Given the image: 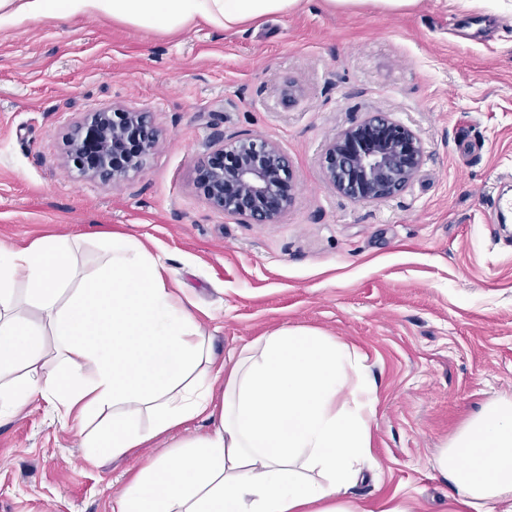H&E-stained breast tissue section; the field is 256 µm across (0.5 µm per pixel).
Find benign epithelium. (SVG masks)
Instances as JSON below:
<instances>
[{"mask_svg": "<svg viewBox=\"0 0 512 512\" xmlns=\"http://www.w3.org/2000/svg\"><path fill=\"white\" fill-rule=\"evenodd\" d=\"M157 143L150 113L114 108L75 125L66 138V155L81 173L121 185L143 167ZM208 149L198 183L211 208L247 223H273L288 208L294 174L274 142L220 137ZM422 165L418 134L376 114L329 141L322 169L344 195L376 202L404 190Z\"/></svg>", "mask_w": 512, "mask_h": 512, "instance_id": "7a95c632", "label": "benign epithelium"}]
</instances>
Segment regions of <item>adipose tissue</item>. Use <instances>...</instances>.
<instances>
[{
    "label": "adipose tissue",
    "mask_w": 512,
    "mask_h": 512,
    "mask_svg": "<svg viewBox=\"0 0 512 512\" xmlns=\"http://www.w3.org/2000/svg\"><path fill=\"white\" fill-rule=\"evenodd\" d=\"M302 2L0 0V28L109 15L167 31L200 22L229 29ZM96 245L103 263L85 275L67 239L0 247V415L38 399L66 423L104 414L84 442L91 456H119L196 419L214 421L176 463L143 467L114 512H363L347 493L369 454L377 388L349 349L284 327L223 369L159 257L109 231ZM435 464L452 487L448 512H512V398L469 419Z\"/></svg>",
    "instance_id": "ef3b65f1"
}]
</instances>
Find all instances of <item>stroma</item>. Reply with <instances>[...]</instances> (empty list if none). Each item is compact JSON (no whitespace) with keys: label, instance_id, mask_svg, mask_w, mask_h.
I'll return each instance as SVG.
<instances>
[{"label":"stroma","instance_id":"1","mask_svg":"<svg viewBox=\"0 0 512 512\" xmlns=\"http://www.w3.org/2000/svg\"><path fill=\"white\" fill-rule=\"evenodd\" d=\"M151 113L160 133L119 186L69 164L90 112ZM415 130L420 173L378 202L324 178L340 130L375 113ZM275 141L295 174L273 224L213 210L195 170L216 136ZM512 0H419L402 13L303 0L225 30L177 32L109 17L0 29V245L112 230L160 256L194 304L216 363L283 328L348 345L377 387L372 450L354 501L448 512L433 461L481 407L512 397ZM86 424L35 401L0 417V512H113L145 463L207 435L195 420L115 458L84 457Z\"/></svg>","mask_w":512,"mask_h":512}]
</instances>
